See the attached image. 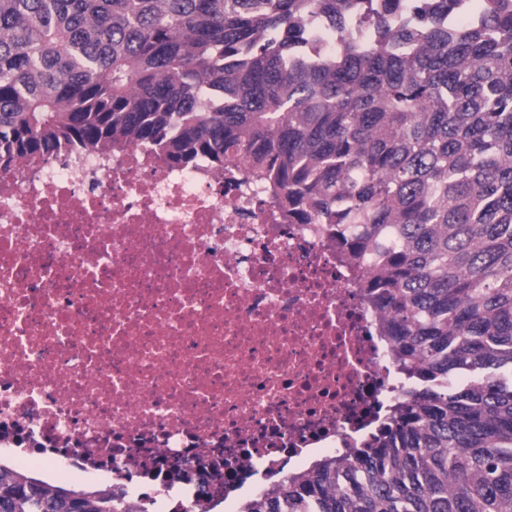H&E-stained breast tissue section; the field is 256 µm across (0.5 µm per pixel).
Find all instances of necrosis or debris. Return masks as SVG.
Masks as SVG:
<instances>
[{
	"label": "necrosis or debris",
	"instance_id": "necrosis-or-debris-1",
	"mask_svg": "<svg viewBox=\"0 0 512 512\" xmlns=\"http://www.w3.org/2000/svg\"><path fill=\"white\" fill-rule=\"evenodd\" d=\"M350 252L137 140L0 170V461L130 512H238L406 389Z\"/></svg>",
	"mask_w": 512,
	"mask_h": 512
}]
</instances>
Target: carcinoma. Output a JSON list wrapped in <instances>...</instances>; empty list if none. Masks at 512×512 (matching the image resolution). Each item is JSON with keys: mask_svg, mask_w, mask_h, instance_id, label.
<instances>
[{"mask_svg": "<svg viewBox=\"0 0 512 512\" xmlns=\"http://www.w3.org/2000/svg\"><path fill=\"white\" fill-rule=\"evenodd\" d=\"M0 0V167L127 138L325 224L428 382L240 512H512V0ZM320 18L340 33L311 52ZM0 512H128L0 467Z\"/></svg>", "mask_w": 512, "mask_h": 512, "instance_id": "carcinoma-1", "label": "carcinoma"}]
</instances>
